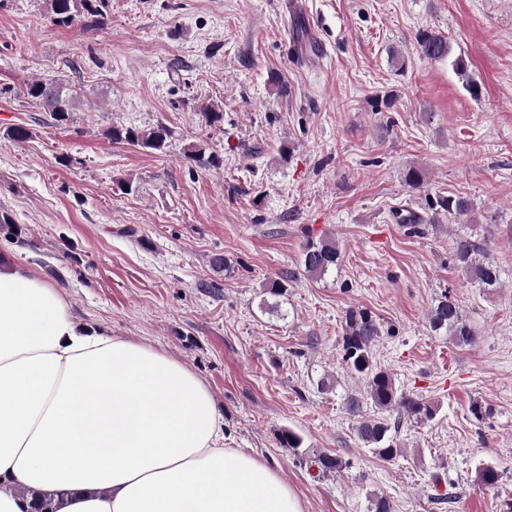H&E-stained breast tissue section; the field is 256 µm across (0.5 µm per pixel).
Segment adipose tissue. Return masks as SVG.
<instances>
[{
    "label": "adipose tissue",
    "mask_w": 512,
    "mask_h": 512,
    "mask_svg": "<svg viewBox=\"0 0 512 512\" xmlns=\"http://www.w3.org/2000/svg\"><path fill=\"white\" fill-rule=\"evenodd\" d=\"M304 512L232 447L206 382L86 328L65 294L0 262V512Z\"/></svg>",
    "instance_id": "ef3b65f1"
}]
</instances>
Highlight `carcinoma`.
<instances>
[{
	"label": "carcinoma",
	"mask_w": 512,
	"mask_h": 512,
	"mask_svg": "<svg viewBox=\"0 0 512 512\" xmlns=\"http://www.w3.org/2000/svg\"><path fill=\"white\" fill-rule=\"evenodd\" d=\"M105 0H49L50 20L55 25H72L83 18L100 12ZM418 54L427 60L439 61L448 58V39L434 32H422L416 38ZM27 95L43 103L52 112L57 123L68 120L73 94L61 85L35 80L27 85ZM107 135L114 142L126 141L153 151L165 148L169 130L159 125L140 132L132 128L114 126ZM471 210L469 199L459 195H448L428 202L430 216L424 217L407 208L392 211L395 222L418 234L421 226L438 221L439 216L458 219ZM341 252L338 242L330 236L308 237L304 244L299 271L311 278H321L338 268ZM454 262L466 277L485 291H493L502 285L500 267L486 255L485 247L467 237L458 238L454 251ZM429 324L432 331L443 333L457 345H469L474 333L464 319L459 307L448 297H443L430 310ZM380 330L372 316L363 310H350L345 316L342 336L343 362L347 370L364 378L367 396L374 406L383 412L398 411L394 422L385 418L362 419L356 427L360 441L371 448L381 459L390 461L398 454L396 434L404 421L421 423L436 415V408L419 399L398 392L392 375L374 366L371 344Z\"/></svg>",
	"instance_id": "obj_1"
}]
</instances>
